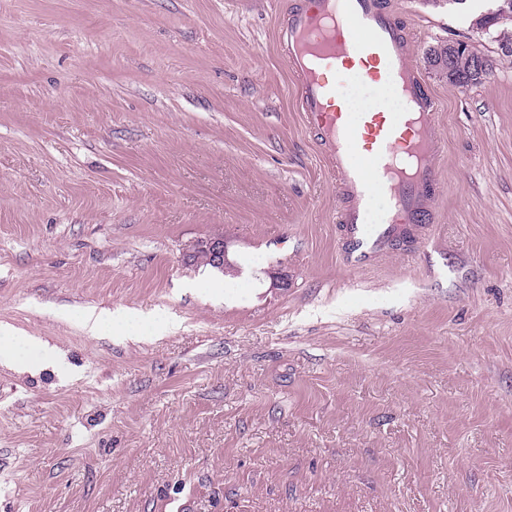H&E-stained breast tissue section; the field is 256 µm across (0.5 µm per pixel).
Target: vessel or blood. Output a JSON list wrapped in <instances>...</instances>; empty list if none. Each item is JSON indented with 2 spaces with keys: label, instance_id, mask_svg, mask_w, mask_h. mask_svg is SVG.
Returning a JSON list of instances; mask_svg holds the SVG:
<instances>
[{
  "label": "vessel or blood",
  "instance_id": "b4317fda",
  "mask_svg": "<svg viewBox=\"0 0 512 512\" xmlns=\"http://www.w3.org/2000/svg\"><path fill=\"white\" fill-rule=\"evenodd\" d=\"M279 39L288 50L297 108L319 132L338 178L341 260L354 270L371 268L428 234L418 219L441 180L445 139L436 123L437 101L383 0H305ZM354 68L362 81L400 92L405 110L348 111L338 80ZM379 195L386 207L378 214Z\"/></svg>",
  "mask_w": 512,
  "mask_h": 512
}]
</instances>
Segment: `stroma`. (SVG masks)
<instances>
[{"instance_id":"35a3bbf8","label":"stroma","mask_w":512,"mask_h":512,"mask_svg":"<svg viewBox=\"0 0 512 512\" xmlns=\"http://www.w3.org/2000/svg\"><path fill=\"white\" fill-rule=\"evenodd\" d=\"M302 2L0 0V324L70 366L0 365V512H512V59L483 0H393L447 150L429 237L351 272ZM217 231L233 271L183 262ZM452 72L449 76H452L453 79H448L455 85L460 87L468 86L471 84H475L480 82L484 76L489 72V68L487 71L479 72L474 62H470L469 59L465 60H457L452 64ZM124 315L121 313H108L103 314L102 312H97L96 309L91 308L84 312L83 314V324L87 331V333L91 336H95L99 333L105 323H109L114 327V321H122Z\"/></svg>"}]
</instances>
